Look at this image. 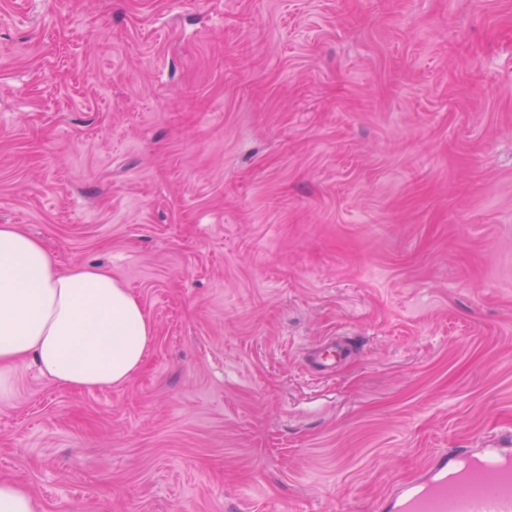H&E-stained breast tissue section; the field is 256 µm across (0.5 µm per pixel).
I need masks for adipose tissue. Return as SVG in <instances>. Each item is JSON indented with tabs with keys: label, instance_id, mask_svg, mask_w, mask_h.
I'll return each instance as SVG.
<instances>
[{
	"label": "adipose tissue",
	"instance_id": "adipose-tissue-1",
	"mask_svg": "<svg viewBox=\"0 0 512 512\" xmlns=\"http://www.w3.org/2000/svg\"><path fill=\"white\" fill-rule=\"evenodd\" d=\"M152 339L142 304L109 269L59 268L40 239L0 225V397L29 358L63 386L125 383Z\"/></svg>",
	"mask_w": 512,
	"mask_h": 512
}]
</instances>
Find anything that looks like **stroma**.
<instances>
[{"mask_svg": "<svg viewBox=\"0 0 512 512\" xmlns=\"http://www.w3.org/2000/svg\"><path fill=\"white\" fill-rule=\"evenodd\" d=\"M0 224L154 327L15 375L42 512H376L512 439V0H0ZM351 344L342 337L331 336L317 344L310 354V364L322 375L334 373L349 357Z\"/></svg>", "mask_w": 512, "mask_h": 512, "instance_id": "stroma-1", "label": "stroma"}]
</instances>
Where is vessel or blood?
<instances>
[{"instance_id":"vessel-or-blood-1","label":"vessel or blood","mask_w":512,"mask_h":512,"mask_svg":"<svg viewBox=\"0 0 512 512\" xmlns=\"http://www.w3.org/2000/svg\"><path fill=\"white\" fill-rule=\"evenodd\" d=\"M351 345L331 336L317 344L309 361L322 375L334 373ZM380 512H512V448L474 453L452 450L435 458L425 474L404 483L379 504Z\"/></svg>"}]
</instances>
